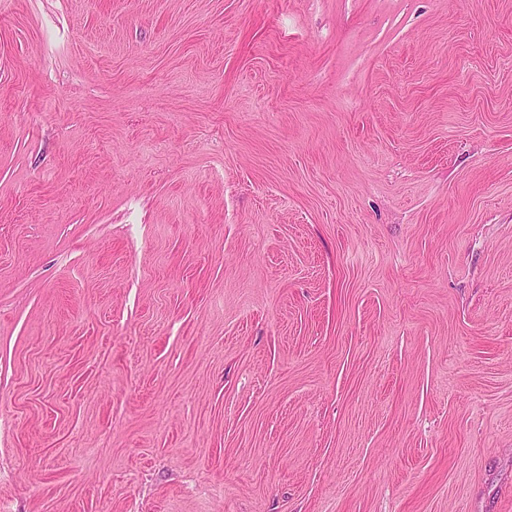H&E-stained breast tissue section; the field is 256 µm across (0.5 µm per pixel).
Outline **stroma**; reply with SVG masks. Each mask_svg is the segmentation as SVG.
<instances>
[{"mask_svg":"<svg viewBox=\"0 0 512 512\" xmlns=\"http://www.w3.org/2000/svg\"><path fill=\"white\" fill-rule=\"evenodd\" d=\"M0 512H512V0H0Z\"/></svg>","mask_w":512,"mask_h":512,"instance_id":"obj_1","label":"stroma"}]
</instances>
